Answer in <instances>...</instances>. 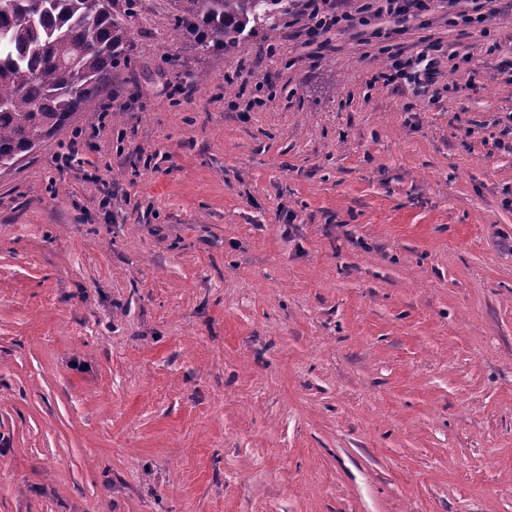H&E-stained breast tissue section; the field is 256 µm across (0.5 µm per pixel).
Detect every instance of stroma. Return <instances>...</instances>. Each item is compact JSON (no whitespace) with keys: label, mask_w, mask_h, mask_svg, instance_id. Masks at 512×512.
I'll list each match as a JSON object with an SVG mask.
<instances>
[{"label":"stroma","mask_w":512,"mask_h":512,"mask_svg":"<svg viewBox=\"0 0 512 512\" xmlns=\"http://www.w3.org/2000/svg\"><path fill=\"white\" fill-rule=\"evenodd\" d=\"M172 24L0 173V512H512V13L411 26L472 58L430 104L358 28Z\"/></svg>","instance_id":"1"}]
</instances>
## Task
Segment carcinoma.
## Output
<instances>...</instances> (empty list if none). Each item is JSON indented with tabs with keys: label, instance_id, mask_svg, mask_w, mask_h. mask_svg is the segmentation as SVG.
<instances>
[{
	"label": "carcinoma",
	"instance_id": "obj_1",
	"mask_svg": "<svg viewBox=\"0 0 512 512\" xmlns=\"http://www.w3.org/2000/svg\"><path fill=\"white\" fill-rule=\"evenodd\" d=\"M174 40L187 54L240 48L256 19L295 0H172ZM133 36L113 0H0V171L8 172L78 112L99 106Z\"/></svg>",
	"mask_w": 512,
	"mask_h": 512
}]
</instances>
